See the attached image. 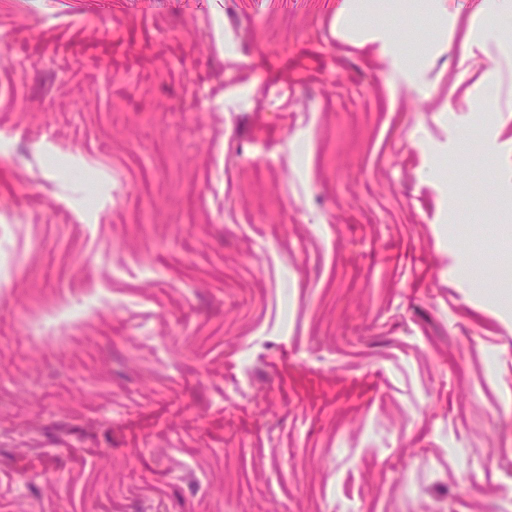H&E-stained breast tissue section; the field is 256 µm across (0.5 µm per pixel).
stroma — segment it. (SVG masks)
<instances>
[{
    "instance_id": "1",
    "label": "stroma",
    "mask_w": 512,
    "mask_h": 512,
    "mask_svg": "<svg viewBox=\"0 0 512 512\" xmlns=\"http://www.w3.org/2000/svg\"><path fill=\"white\" fill-rule=\"evenodd\" d=\"M443 5L0 0V512H512V52ZM382 1H394L392 6L397 9L418 10L426 9L433 10L434 8L441 11L444 15L445 9L440 3H430L427 1H442V0H348L346 1V10L351 15L362 13L367 6L379 8L382 6Z\"/></svg>"
}]
</instances>
